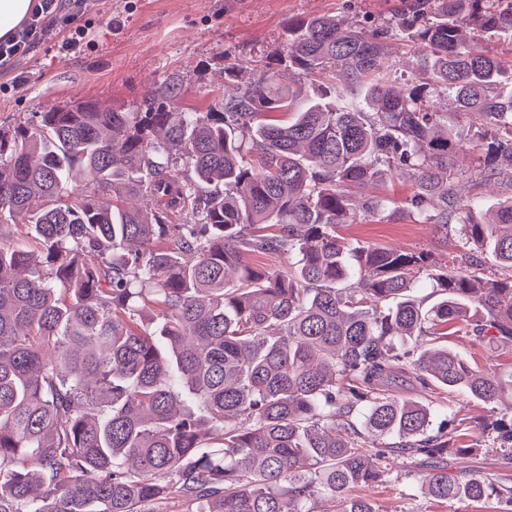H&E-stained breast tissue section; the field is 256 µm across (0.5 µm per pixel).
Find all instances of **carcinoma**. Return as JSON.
Wrapping results in <instances>:
<instances>
[{"mask_svg": "<svg viewBox=\"0 0 512 512\" xmlns=\"http://www.w3.org/2000/svg\"><path fill=\"white\" fill-rule=\"evenodd\" d=\"M505 29L512 0H411L371 33L317 16L261 71L224 68L207 112L182 111L165 78L143 112L86 100L0 127V219L37 251L0 243V512H157L175 497L185 512H314L321 497L376 512L355 490L405 455L435 500L485 499L448 474V419L396 388L512 404V375L440 342L451 328L512 346V90L471 47ZM400 38L417 47L403 84ZM282 66L340 73L343 92L305 98ZM429 87L470 115L481 173L511 192L487 219L460 195L462 146ZM394 179L412 182L419 223L460 225L471 251L438 264L347 242L341 226L397 209L368 192ZM493 430L512 460V420Z\"/></svg>", "mask_w": 512, "mask_h": 512, "instance_id": "carcinoma-1", "label": "carcinoma"}]
</instances>
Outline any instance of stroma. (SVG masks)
<instances>
[{
  "label": "stroma",
  "mask_w": 512,
  "mask_h": 512,
  "mask_svg": "<svg viewBox=\"0 0 512 512\" xmlns=\"http://www.w3.org/2000/svg\"><path fill=\"white\" fill-rule=\"evenodd\" d=\"M408 0H89L85 15L54 21L43 41L0 69V124L26 120L30 113L81 100L128 112L138 111L144 95L156 82L179 81L182 108L208 111L224 93V68L240 63L262 66L282 52L292 22L318 15H334L372 32L400 14ZM83 29L79 45L66 49L75 29ZM428 98L448 115V125L471 151L462 161L478 170L473 148L474 126L469 115L451 110L444 91ZM350 243L397 247L430 253L446 262L463 251L458 228L447 239L434 238L414 215L400 210L383 221L341 228ZM451 349L471 365L512 373V349L498 348L471 337L451 335ZM411 398L447 407L448 471L463 470L500 484L512 477L501 455L491 448L481 426L511 411L507 404H486L466 393L438 394L408 386ZM378 512H506L501 498L483 501L431 500L421 489L418 463L401 456L390 460L382 482L362 488Z\"/></svg>",
  "instance_id": "1"
}]
</instances>
